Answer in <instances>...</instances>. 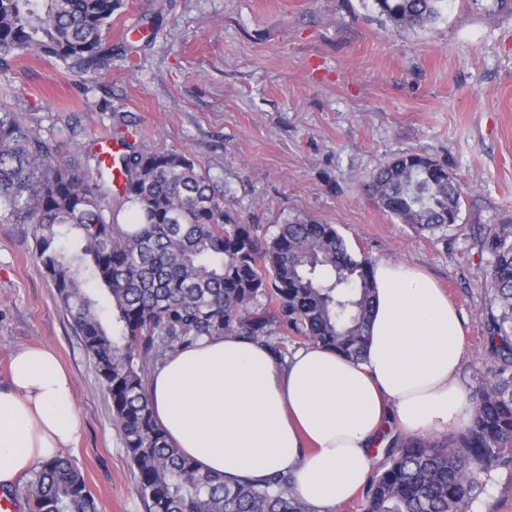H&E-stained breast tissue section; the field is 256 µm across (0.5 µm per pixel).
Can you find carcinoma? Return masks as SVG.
<instances>
[{"instance_id": "obj_1", "label": "carcinoma", "mask_w": 512, "mask_h": 512, "mask_svg": "<svg viewBox=\"0 0 512 512\" xmlns=\"http://www.w3.org/2000/svg\"><path fill=\"white\" fill-rule=\"evenodd\" d=\"M396 32L434 26L447 0H373ZM121 0H0V68L22 54L90 74L112 66L107 40ZM125 146V182L84 143L74 166L0 106V223L33 225L34 256L112 403V424L146 512H315L288 495L291 476L261 483L201 471L167 439L149 400L150 367L203 337L264 342L278 359L317 345L363 356L373 263L333 224L297 213L273 233L224 210L209 172L177 151ZM379 207L416 231L446 235L461 188L448 168L402 155L369 178ZM126 212L127 219L119 221ZM491 257L486 315L494 367L473 394L470 424L448 438L393 440L360 490L361 512H475L492 472L512 468V225L483 238ZM30 512H97L66 457L40 464Z\"/></svg>"}]
</instances>
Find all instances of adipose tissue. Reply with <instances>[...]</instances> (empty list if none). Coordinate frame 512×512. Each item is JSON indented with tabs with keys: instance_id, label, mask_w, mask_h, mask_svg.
Masks as SVG:
<instances>
[{
	"instance_id": "adipose-tissue-1",
	"label": "adipose tissue",
	"mask_w": 512,
	"mask_h": 512,
	"mask_svg": "<svg viewBox=\"0 0 512 512\" xmlns=\"http://www.w3.org/2000/svg\"><path fill=\"white\" fill-rule=\"evenodd\" d=\"M366 354L320 346L278 360L238 336L166 358L149 399L169 442L228 479L290 473L289 496L317 512L351 499L394 437L464 428V320L425 271L379 260ZM74 382L47 347L17 352L0 386V489L76 444Z\"/></svg>"
}]
</instances>
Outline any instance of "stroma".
Listing matches in <instances>:
<instances>
[{
	"mask_svg": "<svg viewBox=\"0 0 512 512\" xmlns=\"http://www.w3.org/2000/svg\"><path fill=\"white\" fill-rule=\"evenodd\" d=\"M116 56L92 77L31 55L0 71V105L62 160L125 135L187 153L224 208L266 227L303 212L374 260L429 271L461 311L464 386L492 366L483 237L512 224V9L450 0L435 28L391 31L372 0H122ZM417 152L463 190L445 240L398 223L363 190ZM51 347L74 380L77 447L63 449L99 512H145L108 394L33 254V227L0 223V386L17 351Z\"/></svg>",
	"mask_w": 512,
	"mask_h": 512,
	"instance_id": "obj_1",
	"label": "stroma"
}]
</instances>
